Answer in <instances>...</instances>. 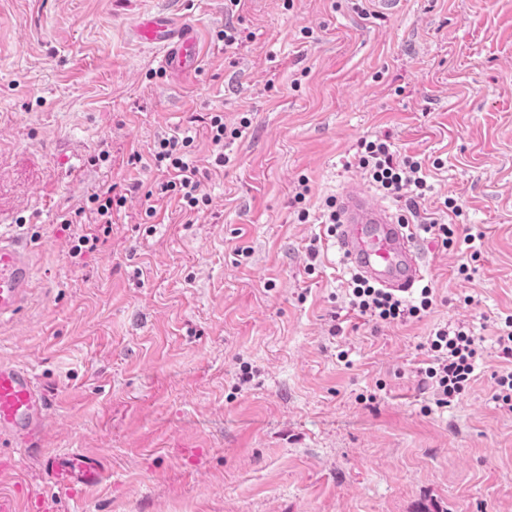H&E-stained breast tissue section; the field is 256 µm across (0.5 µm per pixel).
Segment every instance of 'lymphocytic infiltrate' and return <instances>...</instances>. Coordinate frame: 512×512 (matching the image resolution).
Returning <instances> with one entry per match:
<instances>
[{"label": "lymphocytic infiltrate", "instance_id": "1", "mask_svg": "<svg viewBox=\"0 0 512 512\" xmlns=\"http://www.w3.org/2000/svg\"><path fill=\"white\" fill-rule=\"evenodd\" d=\"M194 137L189 130H177L159 137L150 151L153 168L159 177L146 191V198H178L185 215L207 208L210 198L201 190L199 171L190 164ZM358 166L369 180L386 195L412 199L425 198L431 186L421 161L412 156L395 158L388 138L360 140L357 145ZM126 204L124 195L102 190L90 194L83 206L65 212L59 222L71 230L72 252L82 255L96 251L107 242L112 231V219ZM348 306L359 315L381 322L406 323L424 317L432 308L434 291L431 286L418 288L406 298L377 287L360 277H352L346 293ZM495 344L500 358L510 361L509 369L495 374V405L512 412V315L501 318ZM423 349L429 359L421 373L434 389L433 403L443 409L452 405L465 392L476 366L484 355L481 337L462 324L443 325L426 336Z\"/></svg>", "mask_w": 512, "mask_h": 512}]
</instances>
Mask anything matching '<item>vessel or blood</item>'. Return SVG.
<instances>
[{"label":"vessel or blood","mask_w":512,"mask_h":512,"mask_svg":"<svg viewBox=\"0 0 512 512\" xmlns=\"http://www.w3.org/2000/svg\"><path fill=\"white\" fill-rule=\"evenodd\" d=\"M136 30L143 42L159 49L162 67L185 72L199 65V45L190 25L155 12L141 17ZM336 248L358 276L400 295L410 294L425 274L411 226L399 223L387 207L373 202L367 190L356 184L345 187L337 200ZM32 280L27 244L0 231V319L19 312ZM46 413V397L33 372L0 362V439L11 438L22 448L37 447ZM48 464L60 486L75 489L102 478L99 467L79 452L49 458Z\"/></svg>","instance_id":"vessel-or-blood-1"}]
</instances>
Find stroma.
I'll return each instance as SVG.
<instances>
[{"mask_svg": "<svg viewBox=\"0 0 512 512\" xmlns=\"http://www.w3.org/2000/svg\"><path fill=\"white\" fill-rule=\"evenodd\" d=\"M191 21L195 73L162 68L136 20ZM250 33L225 52L217 33ZM248 117L210 164L202 116ZM191 128L211 199L146 207L132 151ZM390 135L432 186L409 223L482 232L468 274L455 249L415 243L434 289L419 321L349 312L352 274L317 221L366 178L362 139ZM109 159H102L101 148ZM309 222L292 204L300 181ZM128 199L105 245L72 258L56 218L94 190ZM455 198L461 216L443 209ZM0 228L33 249L25 307L0 321V361L46 395L41 449L11 444L0 500L53 512H512V413L495 407L494 341L512 314V0H0ZM320 258L308 269L307 247ZM247 256H239V248ZM467 323L484 356L458 402L427 412L419 345ZM339 334H332L334 325ZM347 361H340V351ZM92 455L103 473L68 493L43 457Z\"/></svg>", "mask_w": 512, "mask_h": 512, "instance_id": "obj_1", "label": "stroma"}]
</instances>
